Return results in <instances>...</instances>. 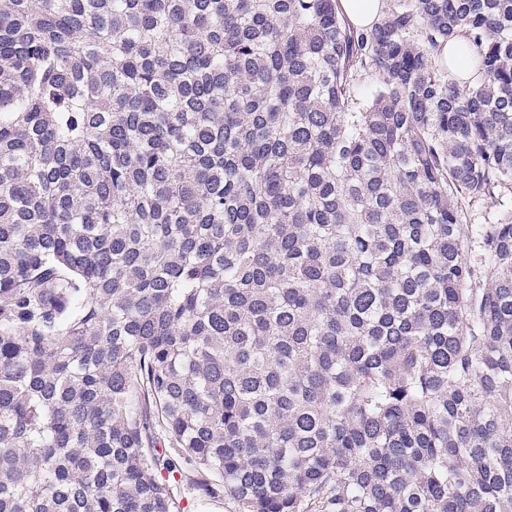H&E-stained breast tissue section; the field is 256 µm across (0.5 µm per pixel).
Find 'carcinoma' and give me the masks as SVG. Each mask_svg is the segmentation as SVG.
<instances>
[{
	"label": "carcinoma",
	"mask_w": 512,
	"mask_h": 512,
	"mask_svg": "<svg viewBox=\"0 0 512 512\" xmlns=\"http://www.w3.org/2000/svg\"><path fill=\"white\" fill-rule=\"evenodd\" d=\"M385 2L0 0V512H178L161 434L239 512H512V0ZM383 2V0H340V6L352 25L366 28L379 19Z\"/></svg>",
	"instance_id": "carcinoma-1"
}]
</instances>
